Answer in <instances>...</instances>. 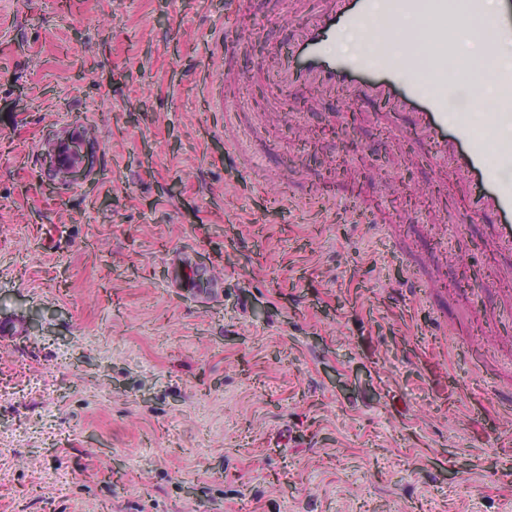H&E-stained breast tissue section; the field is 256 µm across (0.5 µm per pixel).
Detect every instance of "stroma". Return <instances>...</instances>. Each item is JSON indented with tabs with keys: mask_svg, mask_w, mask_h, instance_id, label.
<instances>
[{
	"mask_svg": "<svg viewBox=\"0 0 512 512\" xmlns=\"http://www.w3.org/2000/svg\"><path fill=\"white\" fill-rule=\"evenodd\" d=\"M318 15L0 0V512H512L493 220L401 117L277 83ZM213 53L222 60L219 73L222 82H228L230 79L240 76L235 64V58L238 55V45L236 43L224 39L223 35L218 36L213 42Z\"/></svg>",
	"mask_w": 512,
	"mask_h": 512,
	"instance_id": "obj_1",
	"label": "stroma"
}]
</instances>
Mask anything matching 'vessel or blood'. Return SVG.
Here are the masks:
<instances>
[{
	"label": "vessel or blood",
	"instance_id": "vessel-or-blood-1",
	"mask_svg": "<svg viewBox=\"0 0 512 512\" xmlns=\"http://www.w3.org/2000/svg\"><path fill=\"white\" fill-rule=\"evenodd\" d=\"M318 19L299 28L276 72L278 83L288 89L311 87L325 91L342 90L353 101L386 104L392 112L408 118L406 131L420 140L435 142V162L449 177L463 179L470 187L472 204L495 218V237L501 250L512 253V183L489 174L490 155L512 154V69L495 71L492 80L502 107L497 112L474 118L469 112L449 109L447 97L438 87L448 80V30H437L435 50L441 65L428 73L407 67L402 58L386 49L364 46L344 58L327 56L325 35H336L362 25L370 9L379 14L396 7L425 11L436 20L448 17V0H327ZM213 53L222 61L221 81L239 77L235 59L238 46L216 37Z\"/></svg>",
	"mask_w": 512,
	"mask_h": 512
}]
</instances>
